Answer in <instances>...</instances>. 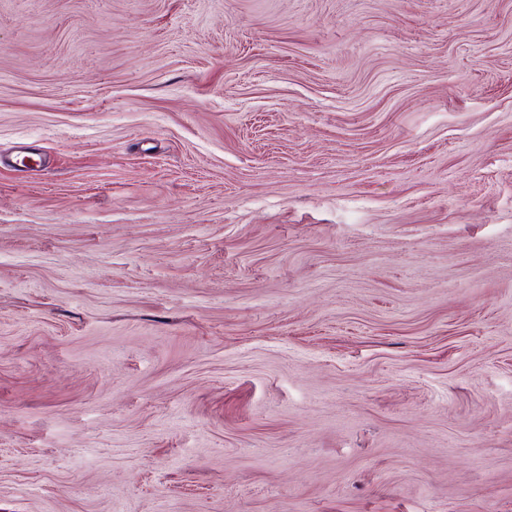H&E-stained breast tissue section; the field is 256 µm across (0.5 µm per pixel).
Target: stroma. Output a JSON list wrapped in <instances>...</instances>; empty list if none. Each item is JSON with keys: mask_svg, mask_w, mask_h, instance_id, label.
I'll return each instance as SVG.
<instances>
[{"mask_svg": "<svg viewBox=\"0 0 512 512\" xmlns=\"http://www.w3.org/2000/svg\"><path fill=\"white\" fill-rule=\"evenodd\" d=\"M0 512H512V0H0Z\"/></svg>", "mask_w": 512, "mask_h": 512, "instance_id": "1", "label": "stroma"}]
</instances>
